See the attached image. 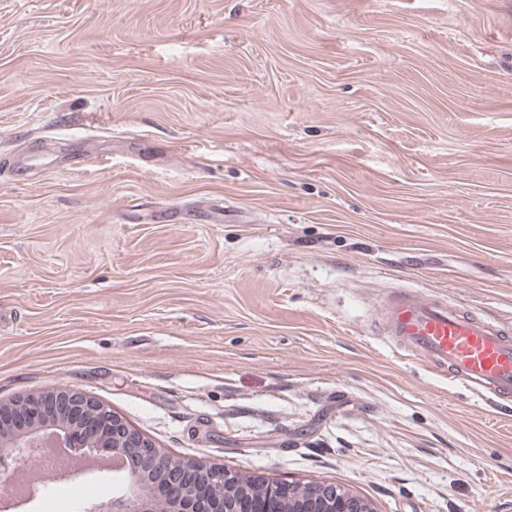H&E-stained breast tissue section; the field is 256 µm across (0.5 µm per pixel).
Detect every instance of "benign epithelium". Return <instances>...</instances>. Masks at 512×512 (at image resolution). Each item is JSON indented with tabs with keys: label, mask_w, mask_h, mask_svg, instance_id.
<instances>
[{
	"label": "benign epithelium",
	"mask_w": 512,
	"mask_h": 512,
	"mask_svg": "<svg viewBox=\"0 0 512 512\" xmlns=\"http://www.w3.org/2000/svg\"><path fill=\"white\" fill-rule=\"evenodd\" d=\"M48 436L56 448L105 451L122 464L124 493L90 512H372L363 498L333 484L247 481L201 462L178 464L97 399L70 389L0 403V470L34 455ZM99 436L103 444L90 445Z\"/></svg>",
	"instance_id": "1"
}]
</instances>
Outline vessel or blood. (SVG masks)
<instances>
[{
    "mask_svg": "<svg viewBox=\"0 0 512 512\" xmlns=\"http://www.w3.org/2000/svg\"><path fill=\"white\" fill-rule=\"evenodd\" d=\"M376 322L414 359L485 398H512V340L497 322L409 287L383 298Z\"/></svg>",
    "mask_w": 512,
    "mask_h": 512,
    "instance_id": "vessel-or-blood-1",
    "label": "vessel or blood"
}]
</instances>
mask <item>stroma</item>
<instances>
[{"instance_id":"stroma-1","label":"stroma","mask_w":512,"mask_h":512,"mask_svg":"<svg viewBox=\"0 0 512 512\" xmlns=\"http://www.w3.org/2000/svg\"><path fill=\"white\" fill-rule=\"evenodd\" d=\"M402 285L512 325V0H0V401L82 391L374 512H512V405L378 334Z\"/></svg>"}]
</instances>
